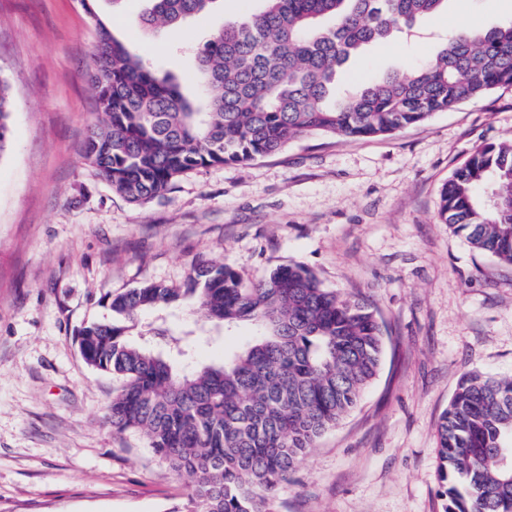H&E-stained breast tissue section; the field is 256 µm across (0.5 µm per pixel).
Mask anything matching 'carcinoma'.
I'll use <instances>...</instances> for the list:
<instances>
[{
    "label": "carcinoma",
    "instance_id": "1",
    "mask_svg": "<svg viewBox=\"0 0 512 512\" xmlns=\"http://www.w3.org/2000/svg\"><path fill=\"white\" fill-rule=\"evenodd\" d=\"M218 0H149L146 30L209 14ZM260 10L212 31L194 49L199 95L152 69L135 48L98 28L87 79L102 123L81 154L132 203L169 191L212 164L246 163L309 134L369 139L512 87V24L466 29L428 60L343 94L338 75L447 0H262ZM12 100L0 78V155ZM440 223L512 265V142L474 150L443 186ZM195 313L250 340L220 362L178 368L194 337L139 317ZM112 319L78 331L91 367L121 380L110 422L142 434L153 453L193 482L188 512H270L272 493L316 440L336 427L377 378L384 333L363 299L323 287L301 265L244 288L226 265L192 263L188 288L147 283L112 297ZM444 512H512V378H461L437 425Z\"/></svg>",
    "mask_w": 512,
    "mask_h": 512
}]
</instances>
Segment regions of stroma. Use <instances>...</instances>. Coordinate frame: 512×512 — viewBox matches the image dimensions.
<instances>
[{
  "mask_svg": "<svg viewBox=\"0 0 512 512\" xmlns=\"http://www.w3.org/2000/svg\"><path fill=\"white\" fill-rule=\"evenodd\" d=\"M261 0H221L187 23L145 33L146 0H97L114 36L150 44L149 64L193 91L192 49ZM512 23V0H448L411 32L347 67L367 80L433 56L459 12ZM98 37L78 0H0V75L13 100L0 155V512H181L190 480L145 437L114 432L111 374L84 362L77 331L112 317V296L185 287L205 257L243 285L302 265L329 289L363 296L385 334L382 367L358 406L322 435L272 512H443L436 428L463 375L512 377V265L439 223L443 185L477 146L512 139V88L372 139L308 135L242 164L178 177L134 204L81 155L100 121L84 73ZM167 323L218 362L248 331L191 309Z\"/></svg>",
  "mask_w": 512,
  "mask_h": 512,
  "instance_id": "stroma-1",
  "label": "stroma"
}]
</instances>
